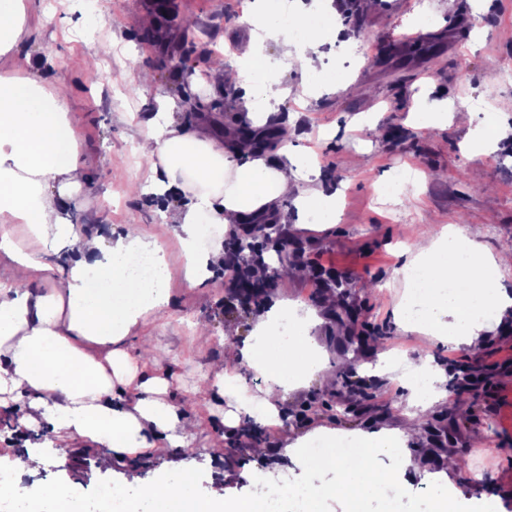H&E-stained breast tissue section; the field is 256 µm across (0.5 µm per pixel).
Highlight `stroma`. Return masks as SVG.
Listing matches in <instances>:
<instances>
[{
    "instance_id": "stroma-1",
    "label": "stroma",
    "mask_w": 512,
    "mask_h": 512,
    "mask_svg": "<svg viewBox=\"0 0 512 512\" xmlns=\"http://www.w3.org/2000/svg\"><path fill=\"white\" fill-rule=\"evenodd\" d=\"M251 0H170L169 23L152 0H98L96 10L82 9L78 0H46L29 18L30 36L21 52L31 54L35 72L47 82L64 80L67 100L75 109L82 159L89 189L73 222L79 235L117 237L125 225H141L146 236L162 246L176 277L168 308L153 318L150 328L160 350L173 355L175 403L192 409L206 405L205 423L181 451L144 459V482L154 483L189 469L197 476L196 491L205 501L250 505L261 499L263 485L248 479L250 471L291 486L302 483L305 448L318 437L337 434H387L406 430L412 422L438 421L446 440L433 436L406 441L405 447L423 470L448 479V498L426 497L423 485L394 481L389 490L400 512H483L484 496L499 498L501 512H512V309L490 314L483 344L473 350L404 330L394 311L405 294L400 271L402 252L411 248L422 223L454 224L491 251L512 249V0H335L343 26L326 33L319 68L343 69L346 79L336 86L304 95V75L292 61L278 72L288 95L265 125L255 128L264 140L268 164L280 160L282 142L270 136L286 126L285 143L312 152L316 170L299 179L300 190L316 189L336 197L337 221L315 232L301 228L294 199L283 200L271 215L289 238L302 248V266L335 268L345 276L336 289V308L320 311L314 334L322 348V368L288 391L277 423L265 427L267 452L254 456L252 441L242 427L228 426V407L208 391L203 373L219 365L225 341L244 344L262 308L225 301L222 264L199 288L187 287L178 273L183 251L167 216L184 206L181 195L130 196L129 183L145 179L147 166L136 147L149 132L147 120L157 108L156 96L176 99L177 124L223 140L233 148L234 133L248 124L238 88H221L198 81L214 54L233 64L234 50L248 42ZM433 15L421 28L417 12ZM194 22L184 36L182 21ZM111 40L112 54L100 72L84 67L85 56L98 40ZM53 49L52 61L40 53ZM187 58L195 74L176 69ZM495 72L486 69L487 60ZM151 70L155 83L143 88L134 76ZM465 104L477 119H489L497 136L494 153L466 149V126L453 123L428 132L408 118L423 102ZM366 113L378 117L375 128L358 125ZM414 170L419 181L413 192L398 199L381 188L396 172ZM212 328L209 349H196L190 323ZM382 336V350L393 367L382 372L377 355L361 351L359 332ZM429 362L455 397L454 411L434 404L411 407L407 380L415 365ZM294 444L286 452V444ZM32 457L30 471L16 487L36 495L47 486H79L90 496L102 484L120 487L126 470L121 463L101 468L98 454L73 442L67 462H60L52 424L41 413L19 402L0 411V448ZM462 459L458 472L445 473V457Z\"/></svg>"
}]
</instances>
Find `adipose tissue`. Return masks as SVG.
<instances>
[{"label": "adipose tissue", "mask_w": 512, "mask_h": 512, "mask_svg": "<svg viewBox=\"0 0 512 512\" xmlns=\"http://www.w3.org/2000/svg\"><path fill=\"white\" fill-rule=\"evenodd\" d=\"M33 9L32 0H0V60L9 63L0 73V259L12 265L11 275L0 278V407L28 401L51 416L62 445L78 440L101 450L106 466L123 461L127 486L153 512H205L192 472L152 484L138 474L144 458L183 447L198 427L170 400L174 378L166 359L154 354L148 329L149 317L170 302L172 273L161 248L136 225L108 241L78 237L71 210L87 178L75 122L58 84L40 80L30 55L18 51L29 35ZM290 12L283 17L276 0H253L249 22L254 34L239 46L235 66L225 70L223 57L216 56L208 69L209 81L244 88L248 116L259 126L281 96L277 67L264 52L266 41L280 46L282 58L302 62L306 87L321 82L314 65L320 34L312 31L301 40L295 28L315 13L335 22L334 0H292ZM156 102L151 131L138 144L149 182L133 185L132 191L189 194V203L169 215L183 246L188 287L202 286L220 255L216 249H199L202 223L231 228L252 221L272 213L292 192L304 228L321 230L335 223V198L298 189V178L311 169L307 154L281 148L282 160L274 166L262 158L239 159L212 139L180 127L172 118L174 99L162 94ZM454 119L469 124L474 145L491 149L485 127L474 123L472 112L442 104L421 107L414 115L419 129H441ZM74 240L81 259L65 266L48 259V250ZM509 266L512 254L491 253L458 226L420 233L401 272L408 277L426 270L422 308L401 304L400 325L475 346L489 327L488 312L512 308V292L499 278ZM318 323L315 311L294 315L286 302L274 303L260 318L252 342L226 346L228 358H242V372L230 376L216 368L204 372L203 379L244 418L269 424L285 393L319 362L321 348L312 334ZM252 371L265 381L258 396L245 378ZM401 441L398 433L361 439L368 454L400 456L403 479L433 484V475L404 454ZM335 467L332 461H307L309 502L341 495L355 505L371 487L392 480L369 466L331 485L326 475Z\"/></svg>", "instance_id": "1"}]
</instances>
